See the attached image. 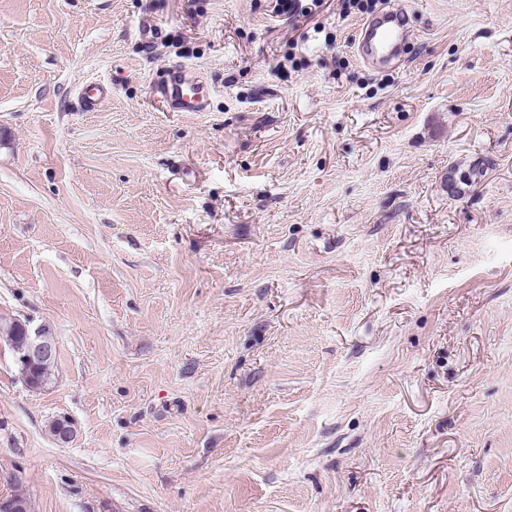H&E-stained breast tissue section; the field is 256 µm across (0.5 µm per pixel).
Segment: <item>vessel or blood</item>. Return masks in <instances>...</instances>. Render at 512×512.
Masks as SVG:
<instances>
[{"label": "vessel or blood", "mask_w": 512, "mask_h": 512, "mask_svg": "<svg viewBox=\"0 0 512 512\" xmlns=\"http://www.w3.org/2000/svg\"><path fill=\"white\" fill-rule=\"evenodd\" d=\"M409 37L402 12L388 10L365 22L358 31L356 49L363 63L376 67L397 60ZM160 93L174 112H204L210 102L206 85L198 76L176 67L167 73ZM112 95L111 85L103 80L82 84L77 98L84 111H94Z\"/></svg>", "instance_id": "b4317fda"}]
</instances>
